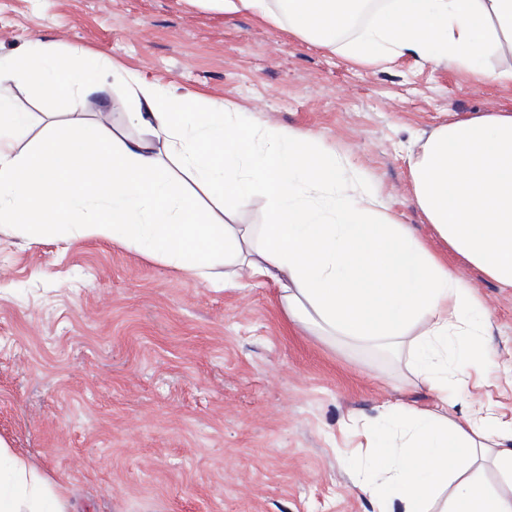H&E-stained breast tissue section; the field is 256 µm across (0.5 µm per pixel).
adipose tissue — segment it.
Segmentation results:
<instances>
[{"label":"adipose tissue","mask_w":512,"mask_h":512,"mask_svg":"<svg viewBox=\"0 0 512 512\" xmlns=\"http://www.w3.org/2000/svg\"><path fill=\"white\" fill-rule=\"evenodd\" d=\"M287 23L303 39L335 43L364 0H214ZM512 41V0H387L358 31L363 63L408 51L445 58L480 79L512 84V68L481 58ZM85 94L74 56L0 57V78ZM145 135L93 134L49 120L26 152L23 118L0 104V224L24 235L68 230L127 245L222 288L269 283L288 320L360 350L393 354L440 399L448 370L493 374L481 336L488 320L467 284L377 189L353 179L314 135L236 125L229 106L161 94L134 79ZM416 205L449 250L512 288V113L441 126L411 164ZM224 214L262 200L270 223L228 224L204 212L189 184ZM494 469L505 489L489 487ZM359 486L377 512H512V420L475 408L464 423L447 411L385 407L377 446L360 461ZM0 512H67L62 493L0 440Z\"/></svg>","instance_id":"obj_1"}]
</instances>
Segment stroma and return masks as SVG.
Here are the masks:
<instances>
[{"label": "stroma", "mask_w": 512, "mask_h": 512, "mask_svg": "<svg viewBox=\"0 0 512 512\" xmlns=\"http://www.w3.org/2000/svg\"><path fill=\"white\" fill-rule=\"evenodd\" d=\"M210 0H0V55L76 48L90 74L84 125L140 137L133 78L230 104L256 129L315 135L379 188L393 216L474 286L493 384L461 398L512 419V288L448 251L416 206L410 166L439 125L512 111V85L409 53L365 65ZM28 149L64 95L0 83ZM439 399L402 365L292 328L274 288H218L122 244L29 239L0 228V438L59 485L68 512H373L345 457L381 406Z\"/></svg>", "instance_id": "35a3bbf8"}]
</instances>
